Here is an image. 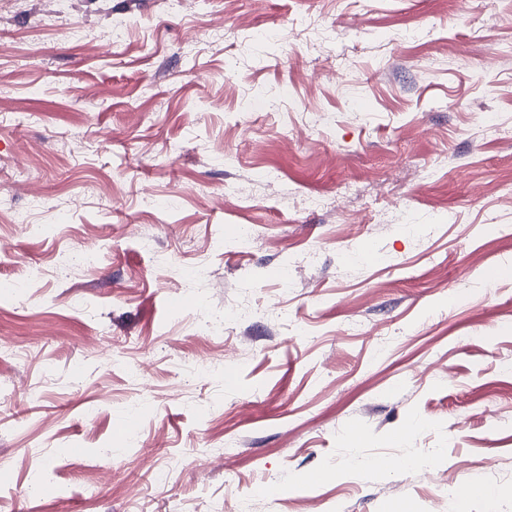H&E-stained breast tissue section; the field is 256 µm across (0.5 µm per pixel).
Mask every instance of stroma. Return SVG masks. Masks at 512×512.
<instances>
[{
	"label": "stroma",
	"instance_id": "35a3bbf8",
	"mask_svg": "<svg viewBox=\"0 0 512 512\" xmlns=\"http://www.w3.org/2000/svg\"><path fill=\"white\" fill-rule=\"evenodd\" d=\"M0 238V512H512V0H0Z\"/></svg>",
	"mask_w": 512,
	"mask_h": 512
}]
</instances>
